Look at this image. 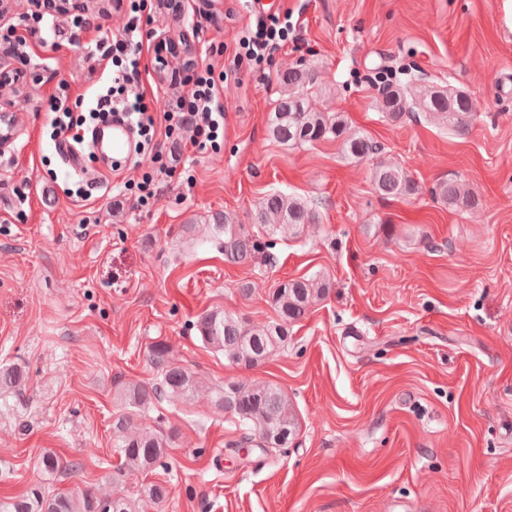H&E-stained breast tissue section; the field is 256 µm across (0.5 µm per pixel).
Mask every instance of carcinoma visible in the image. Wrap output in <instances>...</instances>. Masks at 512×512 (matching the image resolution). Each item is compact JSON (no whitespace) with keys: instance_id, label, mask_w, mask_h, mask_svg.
Masks as SVG:
<instances>
[{"instance_id":"carcinoma-1","label":"carcinoma","mask_w":512,"mask_h":512,"mask_svg":"<svg viewBox=\"0 0 512 512\" xmlns=\"http://www.w3.org/2000/svg\"><path fill=\"white\" fill-rule=\"evenodd\" d=\"M280 96L275 112L270 116L269 131L281 143L290 146H313L321 141L339 143L342 152L353 159L372 158L380 146L368 135L351 129L338 112L329 109L315 111L309 98L315 93L314 73L302 64L278 74ZM381 112L393 120L402 119L409 112L448 125L458 136H465L475 117L473 98L457 89L438 85H424L410 98L394 83L378 87L376 98ZM373 181L385 196H412L418 187L394 164L378 163ZM435 195L449 207L471 210L483 206V201L462 184L445 180L440 182ZM318 211L312 204L285 192L266 195L258 206V228L265 235H275L286 228L291 233L301 232L313 224ZM211 239L224 247V260L244 263L263 249L265 242L259 235L236 224L227 214L214 217L209 225ZM327 283L313 278H298L280 283L272 292V302L278 319L265 325H251L223 310H209L197 317L195 329L202 343L224 354L230 362L254 367L266 360L288 338V325L301 320L314 301L321 298ZM150 367L156 372L153 382H130L123 389L125 404L130 413L115 424L116 448L120 453L119 472H147L165 457L169 437L146 422L141 408L153 401L177 399L183 403L194 400L200 388L195 372L180 365L171 346L157 340L146 348ZM212 405L227 413L242 431L241 439L233 448H260L269 440L272 448L286 447V441L299 432L298 418L288 396L279 388L267 384L231 382L210 389ZM40 470L54 475L76 464L61 462L56 454L45 452L39 459ZM171 495L169 486L146 484L137 500L94 493L89 490L72 495L52 494L41 483H36L20 497L0 501V512H147L160 507Z\"/></svg>"}]
</instances>
